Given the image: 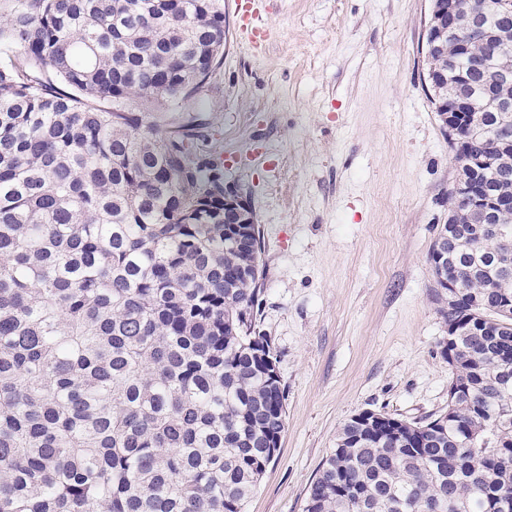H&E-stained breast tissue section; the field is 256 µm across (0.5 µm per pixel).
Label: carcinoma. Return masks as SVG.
<instances>
[{"mask_svg": "<svg viewBox=\"0 0 512 512\" xmlns=\"http://www.w3.org/2000/svg\"><path fill=\"white\" fill-rule=\"evenodd\" d=\"M466 2L512 55V15ZM224 43V0H15L0 26V512H245L275 460L260 228L226 235L206 122L178 111ZM442 65L474 126L512 124L467 52ZM480 155L511 192L492 139L456 178ZM470 233L444 312L462 390L390 433L349 419L303 512H512V272Z\"/></svg>", "mask_w": 512, "mask_h": 512, "instance_id": "1", "label": "carcinoma"}]
</instances>
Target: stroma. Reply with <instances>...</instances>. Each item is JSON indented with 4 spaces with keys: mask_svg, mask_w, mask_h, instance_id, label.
<instances>
[{
    "mask_svg": "<svg viewBox=\"0 0 512 512\" xmlns=\"http://www.w3.org/2000/svg\"><path fill=\"white\" fill-rule=\"evenodd\" d=\"M224 62L198 96L205 150L263 234L260 328L286 427L246 512H302L351 416L422 420L448 406V322L429 252L454 153L429 100V0H261L262 50L224 0ZM266 146L270 163L255 160Z\"/></svg>",
    "mask_w": 512,
    "mask_h": 512,
    "instance_id": "1",
    "label": "stroma"
}]
</instances>
